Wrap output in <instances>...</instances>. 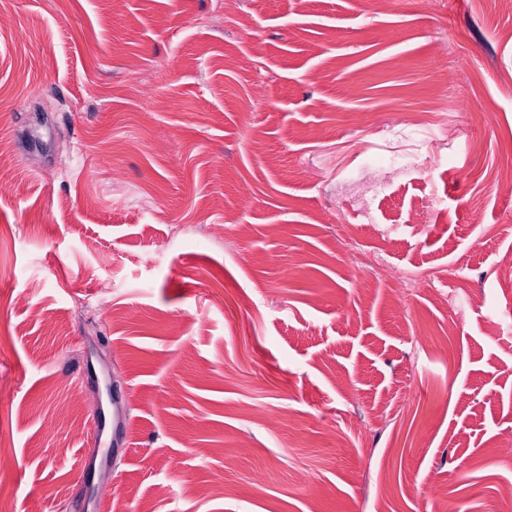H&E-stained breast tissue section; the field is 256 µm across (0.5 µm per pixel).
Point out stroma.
<instances>
[{
    "mask_svg": "<svg viewBox=\"0 0 512 512\" xmlns=\"http://www.w3.org/2000/svg\"><path fill=\"white\" fill-rule=\"evenodd\" d=\"M0 14V512H512V0Z\"/></svg>",
    "mask_w": 512,
    "mask_h": 512,
    "instance_id": "stroma-1",
    "label": "stroma"
}]
</instances>
